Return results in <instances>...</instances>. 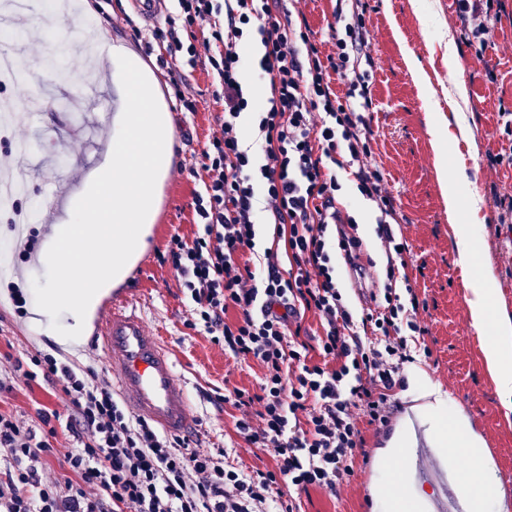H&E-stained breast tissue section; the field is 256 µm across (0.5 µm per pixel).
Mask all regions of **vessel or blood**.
Returning <instances> with one entry per match:
<instances>
[{
	"label": "vessel or blood",
	"instance_id": "1",
	"mask_svg": "<svg viewBox=\"0 0 512 512\" xmlns=\"http://www.w3.org/2000/svg\"><path fill=\"white\" fill-rule=\"evenodd\" d=\"M144 263L130 267V286L113 289L92 312L90 342L109 360L112 387L135 415L171 434L192 428L189 394L173 353L163 336L149 334L140 301L132 289ZM401 433L400 464H380L376 481L399 488L394 512H407L415 499H423L424 512H472V500L462 490L459 472L436 455L434 426L416 401L400 402L391 419Z\"/></svg>",
	"mask_w": 512,
	"mask_h": 512
}]
</instances>
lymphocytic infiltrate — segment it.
I'll list each match as a JSON object with an SVG mask.
<instances>
[{"instance_id": "lymphocytic-infiltrate-1", "label": "lymphocytic infiltrate", "mask_w": 512, "mask_h": 512, "mask_svg": "<svg viewBox=\"0 0 512 512\" xmlns=\"http://www.w3.org/2000/svg\"><path fill=\"white\" fill-rule=\"evenodd\" d=\"M161 39L168 57L202 63L223 89L224 115L201 152L203 187L193 240L171 236L165 260L190 305L188 324L263 373L257 391L232 388L224 400L241 413L235 429L269 455L243 469L226 450L194 448L189 436L159 432L134 417L93 368L50 353L15 360L27 381L58 382L68 416L42 409L41 431L0 411V512H300L298 494L335 492L354 473L368 428H387L404 366L430 356L421 302L398 286L406 245L381 170L372 166L373 58L366 0H336L333 49L317 43L301 0H176ZM468 45L497 50L500 0H455ZM223 23H216V16ZM208 24L200 44L181 25ZM270 95L256 102L242 59L251 40ZM256 131L246 141L241 117ZM377 213V234L392 255L386 284L355 309L338 277L346 264L365 277L358 222L344 181ZM274 226L275 247L258 249L257 219ZM313 315L316 329L305 327ZM72 439L63 478L51 477L57 421ZM294 496H279L281 485Z\"/></svg>"}]
</instances>
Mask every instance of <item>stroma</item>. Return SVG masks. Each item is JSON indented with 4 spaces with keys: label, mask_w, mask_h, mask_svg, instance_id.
Returning a JSON list of instances; mask_svg holds the SVG:
<instances>
[{
    "label": "stroma",
    "mask_w": 512,
    "mask_h": 512,
    "mask_svg": "<svg viewBox=\"0 0 512 512\" xmlns=\"http://www.w3.org/2000/svg\"><path fill=\"white\" fill-rule=\"evenodd\" d=\"M77 10H89L82 24L70 15L53 22L52 32L42 33V14L27 16L19 28L24 36L5 42L19 52L22 75L0 87V97L30 104L0 141V152L24 143L37 176L19 204L34 210L32 223H58L51 199L54 192L70 189L87 166L99 163L103 154L91 127L102 119L115 95L111 79H104L101 95H81L78 38L89 33L108 37L141 58L157 81L162 109L167 111L173 133L171 174L162 175L155 192L156 208L146 230L144 252L148 259L143 285L142 311L149 330L166 338L191 394V420L197 429L198 447L204 451L228 449L245 468H261L270 458L235 431L239 412L224 401L228 387L255 389L262 370L256 362L244 363L225 353L204 332L188 327L189 303L178 277L160 256L172 235L193 239L199 227L194 222L192 198L202 187L192 175L199 169L201 150L214 131L224 109L222 88L206 70L187 61L161 62L159 54H146L144 40L153 30H166V17L176 9L175 0H165L163 16L147 24L130 0H78ZM454 0H370L369 29L372 35V125L375 133L373 165L383 173L406 222L401 233L406 240L411 267L407 273L425 310L419 319L427 329L423 342L432 355L404 368L405 385L397 389L399 400L427 401L420 377L438 384L450 401L444 417L458 421L484 453L489 469L499 480L493 512H512L505 506L512 487V412L506 411L483 353L481 336L472 325L467 300L474 276H482L495 292L496 315L512 319V231L498 227L500 199L512 198V163L487 164L488 154L512 152V130L505 115L512 113V18L502 21L504 30L495 52L478 53L467 47L452 15ZM415 57L426 82L409 70L406 59ZM66 60L70 78H60L56 64ZM495 81H488L487 71ZM464 81L467 94L457 100L456 81ZM431 85L438 110L424 102V85ZM194 99L192 112L175 111L176 93ZM444 113L448 127V181L440 183L435 166V147L429 126L437 113ZM57 151L52 164H45L47 145ZM461 200L477 195L476 207L464 209L457 223H449L446 192ZM360 222L363 247L376 265L366 271V285L381 287L386 256L375 233V215L369 206L354 203ZM466 229L476 244L475 267L465 269L455 262L459 229ZM44 351L71 364L93 366L106 372L103 352L90 343L70 348L35 329L28 315L18 314L14 303L0 309V372L10 373L15 360ZM12 390L0 392V410L12 412L29 426H39L40 408L63 409L58 385L43 380L26 383L15 376ZM367 460H356L354 474L336 492L309 490L300 498L302 512H364L362 488L371 479V466L399 445L398 436L376 442L367 434Z\"/></svg>",
    "instance_id": "obj_1"
}]
</instances>
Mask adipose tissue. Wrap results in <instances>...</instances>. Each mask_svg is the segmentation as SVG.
<instances>
[{"instance_id": "adipose-tissue-1", "label": "adipose tissue", "mask_w": 512, "mask_h": 512, "mask_svg": "<svg viewBox=\"0 0 512 512\" xmlns=\"http://www.w3.org/2000/svg\"><path fill=\"white\" fill-rule=\"evenodd\" d=\"M494 291L485 281H476L472 287L469 313L472 324L484 338V354L492 370L506 409H512V321L495 315ZM450 460L467 459L468 466L462 472V482L473 495L480 512H490L497 489L496 481L489 475L483 461V452L462 429L448 433Z\"/></svg>"}]
</instances>
